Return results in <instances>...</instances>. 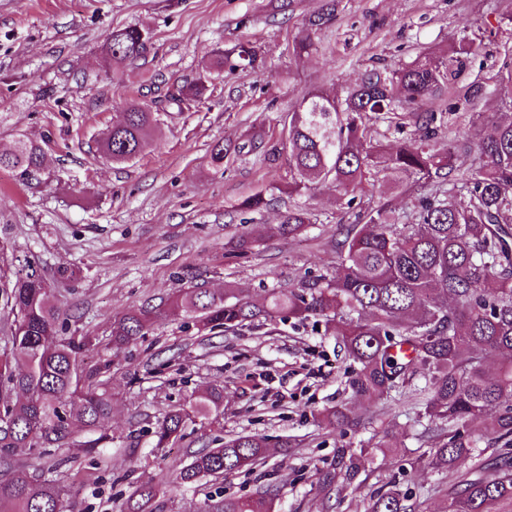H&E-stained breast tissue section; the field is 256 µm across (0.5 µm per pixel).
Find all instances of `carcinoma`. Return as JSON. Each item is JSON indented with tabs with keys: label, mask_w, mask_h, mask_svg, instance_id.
<instances>
[{
	"label": "carcinoma",
	"mask_w": 512,
	"mask_h": 512,
	"mask_svg": "<svg viewBox=\"0 0 512 512\" xmlns=\"http://www.w3.org/2000/svg\"><path fill=\"white\" fill-rule=\"evenodd\" d=\"M336 16V0H317L307 19L314 34ZM479 44L452 37L439 56L420 54L397 67L364 73L342 98L318 90L303 93L288 113L289 193L301 196L311 185L336 189L341 206L354 217L336 241V266L302 281L300 287L274 289L262 304L234 299L230 288L217 295L206 288L180 290L171 305L190 315L199 331L224 332L261 318L323 320L358 369L349 386L357 399L397 403L410 393L411 409L424 448L417 459L452 483L433 492L447 502L446 512H501L512 505V454L484 449L512 447V118L491 121L469 142V168L454 165L459 144L448 141L441 156L429 148L444 127L445 113L458 108L449 82L452 73L476 53ZM153 50L151 34L127 26L112 30L108 63L123 64ZM261 59L255 47L239 43L215 53L213 66L253 69ZM500 105L512 110V67L493 76ZM203 81L186 85L169 103L183 112L201 101ZM487 98L485 84L472 83L464 104L483 120L477 107ZM160 121L146 103H126L124 120L101 143L114 161L136 158ZM384 124L396 134L412 133L388 148L374 142L370 128ZM41 146L18 139L0 152V168L34 174L42 169ZM405 178L412 221L402 223L386 204L364 201V185L378 173ZM268 205L262 193L236 206L259 213ZM317 218L304 205L288 207L279 226L283 235H301ZM0 289V312L10 320L0 347V512H76L53 479H37L15 463L25 448L41 460L50 449L79 445L105 448L112 436L104 422L112 411V391L103 374L110 366L86 368L82 355L95 337L68 336V309L29 263ZM159 308L125 313L113 321L112 349L143 339ZM499 360L487 376V359ZM224 413V387L215 385L186 407L175 406L158 419L155 447L166 448L196 419ZM383 412L356 416L345 403L323 414L334 425L364 428ZM385 449L378 441L341 457L343 483L357 492L361 459ZM267 439L239 435L203 448L176 474L182 483L206 476L246 472L263 460ZM159 493L153 483L137 486L126 512H149ZM276 493L267 488L246 498L205 501L201 512H274ZM424 501L393 483L369 496L365 512H423Z\"/></svg>",
	"instance_id": "cac0c4a2"
}]
</instances>
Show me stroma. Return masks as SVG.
Listing matches in <instances>:
<instances>
[{
	"label": "stroma",
	"instance_id": "stroma-1",
	"mask_svg": "<svg viewBox=\"0 0 512 512\" xmlns=\"http://www.w3.org/2000/svg\"><path fill=\"white\" fill-rule=\"evenodd\" d=\"M0 0V151L19 138L45 152L40 174L0 168V286L19 264L34 262L69 308L70 333L100 343L88 363L112 365V444L86 454L55 451L57 479L78 512H122L140 484H159L152 512H198L205 498L246 497L274 488L276 512H364V493L397 480L427 488L426 512H444L434 494L449 474L418 464L406 405L389 409L383 424L333 427L323 410L349 401L355 366L334 336L314 321L274 320L221 334L198 331L181 313L156 319L145 339L113 353L108 341L117 316L144 306L164 307L176 292L197 284L263 302L285 288L326 273L336 264L342 216L334 189L312 187L301 200L318 216L307 236L277 228L288 195V110L306 91L336 94L366 70L396 66L442 47L466 32L481 43L462 70L457 90L487 80L512 59V0H338L336 17L308 34L305 17L316 0ZM148 30L153 51L109 67L113 29ZM312 37L313 53L293 55L292 44ZM235 43L257 48L262 67L224 69L201 103L165 118L150 146L123 164L98 148L101 133L119 123L127 99L166 106L168 94L208 76L215 49ZM271 137L277 151L231 156L223 171L210 164L216 143L238 145ZM265 192L271 205L254 223L238 220L236 204ZM253 237L252 254L239 257L229 241ZM73 270L71 280L56 272ZM224 386L219 422L189 425L167 448L152 431L171 406ZM354 414L366 405L349 401ZM260 433L270 456L252 473L174 483L198 450L231 435ZM385 438V452L365 460L360 492L325 486L340 449Z\"/></svg>",
	"mask_w": 512,
	"mask_h": 512
}]
</instances>
